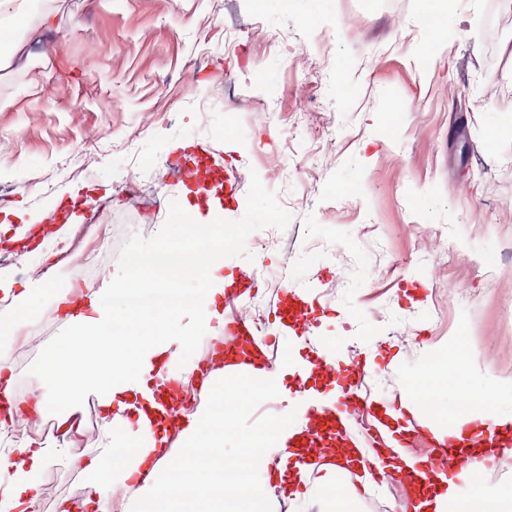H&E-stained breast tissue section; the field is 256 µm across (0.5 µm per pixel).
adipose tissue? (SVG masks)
<instances>
[{
    "label": "adipose tissue",
    "instance_id": "obj_1",
    "mask_svg": "<svg viewBox=\"0 0 512 512\" xmlns=\"http://www.w3.org/2000/svg\"><path fill=\"white\" fill-rule=\"evenodd\" d=\"M49 240L50 247L38 254L43 271L36 287L17 290L10 280L0 278V294L10 301L0 312V335H15L19 323L39 314L41 290L47 286L53 297L51 310L60 313L70 343L95 350L110 342L114 348L88 369L67 367L63 351L48 353L39 372L61 393L37 395L29 405L17 398L13 362L0 351V393L12 400V414L26 409L40 417L55 408L64 429L60 441L31 437L24 447L0 453V472L7 475L0 487V512H39L40 476L63 459L78 465L84 493L76 501L58 500L54 512H281L282 507L291 508L300 501L318 512H344L343 500L331 495L336 487L335 466L323 465L314 471L292 461L288 438L297 429L294 422L276 430L256 423L250 434L241 437L235 455L224 452L219 408L229 403L243 412L287 399L288 367L283 361L271 371L225 366L197 380L198 364L189 357L193 342L204 333L218 340L224 335V313L218 306L224 294L223 241L207 244L210 256L198 273L203 285L197 288L194 301L167 314L148 332L133 311L116 308L123 289L112 275H104L100 287L89 292L80 287L78 274L57 281L51 259L67 251L66 230L51 234ZM474 374L471 355L462 352L452 371H431L409 382L405 410L437 441H444L451 432L458 439L468 438L495 416L498 404L496 395L474 385ZM172 380L186 388L199 387V404L175 438L155 437L149 420L156 406L153 393ZM91 397L105 408L106 417L96 452L80 462L69 454L81 433L74 418ZM257 453L263 457L257 476L228 488L224 496H162L161 481L171 457H180L193 469L221 474L252 462ZM144 467L149 468V476L138 479ZM491 482L490 467L469 465L445 485L429 483L418 506L423 512H512V483L494 496L487 492ZM112 485L124 488L122 500L109 494Z\"/></svg>",
    "mask_w": 512,
    "mask_h": 512
}]
</instances>
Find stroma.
Masks as SVG:
<instances>
[{
    "label": "stroma",
    "mask_w": 512,
    "mask_h": 512,
    "mask_svg": "<svg viewBox=\"0 0 512 512\" xmlns=\"http://www.w3.org/2000/svg\"><path fill=\"white\" fill-rule=\"evenodd\" d=\"M54 7L59 31L27 38L25 5L0 33V275L34 278L15 227L107 203L110 242L83 285L127 278L158 225L210 222L173 171L206 140L238 181L224 273L270 271L241 311L278 352L274 303L308 289L314 335L360 361L377 400L460 336L481 388L512 384V0H447L442 43L425 0ZM129 175L133 196L117 189Z\"/></svg>",
    "instance_id": "obj_1"
}]
</instances>
